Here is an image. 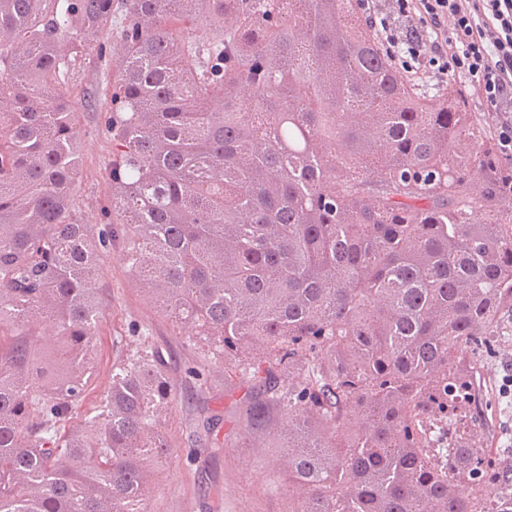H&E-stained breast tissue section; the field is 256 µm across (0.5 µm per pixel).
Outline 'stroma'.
<instances>
[{
    "instance_id": "35a3bbf8",
    "label": "stroma",
    "mask_w": 512,
    "mask_h": 512,
    "mask_svg": "<svg viewBox=\"0 0 512 512\" xmlns=\"http://www.w3.org/2000/svg\"><path fill=\"white\" fill-rule=\"evenodd\" d=\"M98 44L87 46L69 88L70 107L80 114L77 132L82 148L76 214L79 223L96 229L103 228L112 201V136L105 123L117 80L114 58L98 59ZM91 89L99 97L89 107L84 94ZM95 283L102 318L92 376L78 414L91 413L99 393L109 384L113 361L140 347V337L128 331L132 325L150 329V340L163 350L177 389L162 424L173 458L157 478L149 500L151 512H288L295 496L279 475L280 449L239 416V401L251 381L231 371L234 357L218 361L207 341L179 331L139 289L120 250L100 256ZM476 368L489 414L487 426L478 428L476 435L492 462L508 470L512 468V396L502 397L500 388L505 372L512 370V337L504 339L496 355L477 363ZM192 369L200 371V379L189 377ZM217 414L223 422L213 445L193 446V436Z\"/></svg>"
}]
</instances>
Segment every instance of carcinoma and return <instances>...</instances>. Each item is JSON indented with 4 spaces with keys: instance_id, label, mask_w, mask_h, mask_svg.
Here are the masks:
<instances>
[{
    "instance_id": "obj_1",
    "label": "carcinoma",
    "mask_w": 512,
    "mask_h": 512,
    "mask_svg": "<svg viewBox=\"0 0 512 512\" xmlns=\"http://www.w3.org/2000/svg\"><path fill=\"white\" fill-rule=\"evenodd\" d=\"M109 22L96 234L76 219L68 95ZM0 102V512H148L176 400L148 329L74 421L114 247L164 313L243 356L250 426L276 436L273 407L294 413L291 512H512L503 472L456 437L488 421L463 352L496 347L512 313V162L352 0H0Z\"/></svg>"
}]
</instances>
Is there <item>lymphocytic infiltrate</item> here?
<instances>
[{
	"label": "lymphocytic infiltrate",
	"mask_w": 512,
	"mask_h": 512,
	"mask_svg": "<svg viewBox=\"0 0 512 512\" xmlns=\"http://www.w3.org/2000/svg\"><path fill=\"white\" fill-rule=\"evenodd\" d=\"M399 17L418 18L421 38H401L367 0V20L391 62L407 75L429 56L440 81L476 85L497 107V146L512 158V0H392Z\"/></svg>",
	"instance_id": "obj_1"
}]
</instances>
